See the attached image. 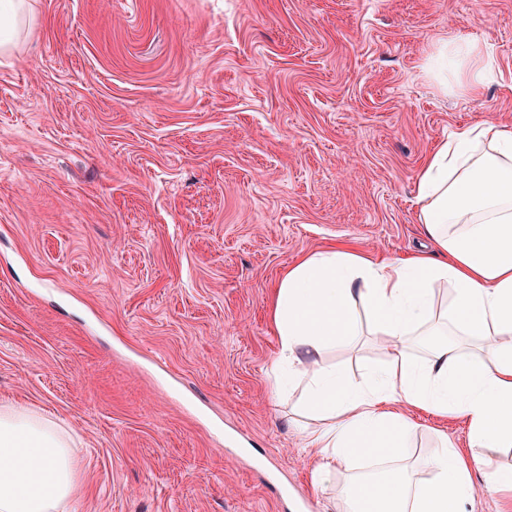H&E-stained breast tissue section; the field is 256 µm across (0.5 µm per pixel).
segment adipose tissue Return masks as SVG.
Returning <instances> with one entry per match:
<instances>
[{"label":"adipose tissue","instance_id":"1","mask_svg":"<svg viewBox=\"0 0 512 512\" xmlns=\"http://www.w3.org/2000/svg\"><path fill=\"white\" fill-rule=\"evenodd\" d=\"M31 23L29 0H0V53ZM433 65L465 93L496 69L469 34L441 43ZM416 203L436 255L375 260L326 247L289 266L273 295L275 384L297 394L307 418L313 482L350 471L337 489L344 512H464L483 491L512 496V469L465 457L445 436L419 467L406 464L414 409L463 420L471 447H512V126L452 131L426 158ZM438 284L453 287L441 309ZM362 314L386 361L356 384L326 354L356 340ZM364 464L375 474L355 477ZM81 469L77 440L58 420L0 405V512H61L78 496Z\"/></svg>","mask_w":512,"mask_h":512}]
</instances>
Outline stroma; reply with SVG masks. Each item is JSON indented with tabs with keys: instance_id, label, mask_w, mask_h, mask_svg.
<instances>
[{
	"instance_id": "obj_1",
	"label": "stroma",
	"mask_w": 512,
	"mask_h": 512,
	"mask_svg": "<svg viewBox=\"0 0 512 512\" xmlns=\"http://www.w3.org/2000/svg\"><path fill=\"white\" fill-rule=\"evenodd\" d=\"M0 59V403L65 421L71 512H282L316 494L271 295L308 251L430 252L436 144L512 124V0H30ZM476 36L477 96L427 63ZM329 362L385 352L369 327ZM416 455L459 420L419 411Z\"/></svg>"
}]
</instances>
